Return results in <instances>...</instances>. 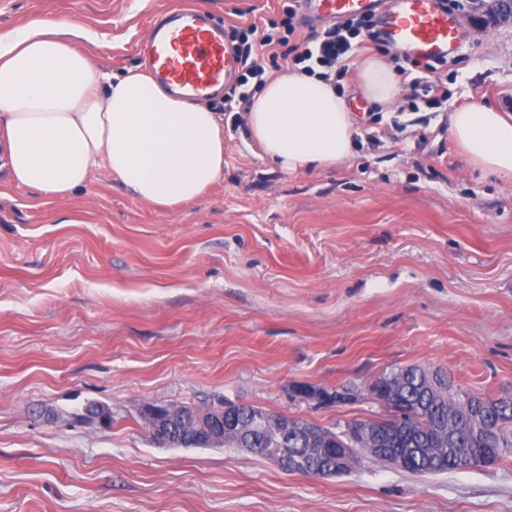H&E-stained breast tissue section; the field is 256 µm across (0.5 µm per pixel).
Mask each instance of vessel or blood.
<instances>
[{
	"label": "vessel or blood",
	"instance_id": "1",
	"mask_svg": "<svg viewBox=\"0 0 512 512\" xmlns=\"http://www.w3.org/2000/svg\"><path fill=\"white\" fill-rule=\"evenodd\" d=\"M380 17L389 46L410 57L438 59L456 52L464 30L438 0H398L381 11L380 0H299L298 19L332 21L356 15ZM156 80L185 96L211 95L235 72L237 62L223 23L208 10H178L155 21L146 43Z\"/></svg>",
	"mask_w": 512,
	"mask_h": 512
}]
</instances>
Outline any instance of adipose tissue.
<instances>
[{
    "mask_svg": "<svg viewBox=\"0 0 512 512\" xmlns=\"http://www.w3.org/2000/svg\"><path fill=\"white\" fill-rule=\"evenodd\" d=\"M76 24L41 21L0 35V168L11 184L64 207L93 175L118 179L140 202L176 208L224 176V115L176 96L151 69L117 76L81 49ZM370 103L392 107L393 68L370 56L359 66ZM270 163L323 170L354 153L355 117L332 81L285 71L267 78L243 114ZM468 164L512 175V115L476 103L448 117Z\"/></svg>",
    "mask_w": 512,
    "mask_h": 512,
    "instance_id": "ef3b65f1",
    "label": "adipose tissue"
}]
</instances>
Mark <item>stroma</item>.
Instances as JSON below:
<instances>
[{
    "instance_id": "stroma-1",
    "label": "stroma",
    "mask_w": 512,
    "mask_h": 512,
    "mask_svg": "<svg viewBox=\"0 0 512 512\" xmlns=\"http://www.w3.org/2000/svg\"><path fill=\"white\" fill-rule=\"evenodd\" d=\"M205 8L226 29L278 0H0V34L80 25L100 67L144 64L152 20ZM437 75L441 108L384 110L334 75L359 133L344 164L288 172L224 114V179L168 210L92 178L62 208L0 171V512H512V460L420 476L363 459L321 481L236 448H163L143 403L217 398L324 426L381 415L364 386L418 364L512 396V178L467 167L450 112L512 113V24L478 32ZM112 413L81 421L89 404ZM292 396L305 400L315 401L320 405H339L356 401L361 393L359 390H353L348 386L336 387V389L327 390L317 388L308 383H298L291 387Z\"/></svg>"
}]
</instances>
